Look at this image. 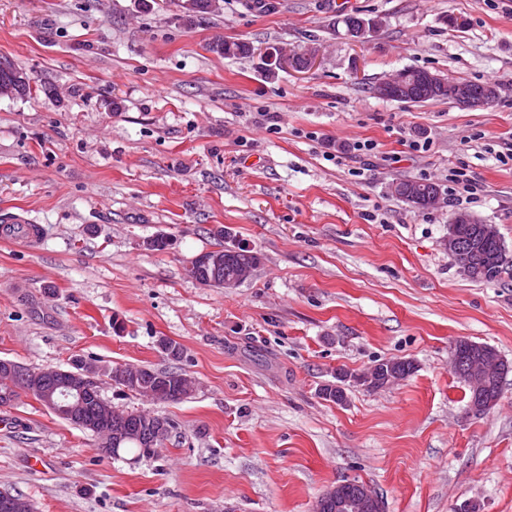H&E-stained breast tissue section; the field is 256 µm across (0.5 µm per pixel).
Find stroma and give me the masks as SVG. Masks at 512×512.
Segmentation results:
<instances>
[{"label":"stroma","mask_w":512,"mask_h":512,"mask_svg":"<svg viewBox=\"0 0 512 512\" xmlns=\"http://www.w3.org/2000/svg\"><path fill=\"white\" fill-rule=\"evenodd\" d=\"M380 20L368 40L334 16ZM318 47L320 65L265 78L215 38ZM0 57L34 88L0 97V219L25 214L37 241L0 238V360L168 367L183 348L198 387L153 403L101 394L176 429L138 462L23 394L0 406V491L34 512H312L358 480L385 512H512V372L476 416L450 358L456 340L512 364V272L458 271L443 246L454 214L496 225L512 250V0H224L194 23L174 0H0ZM491 84L492 105L407 103L374 86L406 69ZM377 143L375 154L351 151ZM339 152L340 162L325 160ZM465 166L473 199L449 194ZM423 180L436 205L393 183ZM166 235V249L146 242ZM244 247L260 263L234 288L186 270ZM407 359L393 386L318 395L337 368Z\"/></svg>","instance_id":"1"}]
</instances>
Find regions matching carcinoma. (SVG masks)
I'll return each mask as SVG.
<instances>
[{"instance_id":"obj_1","label":"carcinoma","mask_w":512,"mask_h":512,"mask_svg":"<svg viewBox=\"0 0 512 512\" xmlns=\"http://www.w3.org/2000/svg\"><path fill=\"white\" fill-rule=\"evenodd\" d=\"M211 51L225 58H243L251 57L255 54V47L248 42L239 40H224L214 43ZM407 75L406 86L403 89H397L392 99L395 101H405L414 103H423L427 101L444 100L448 98V92L431 94L421 84V75L423 71L417 69L405 70ZM0 82L9 83L13 89V95L23 97L30 92V79L28 74L17 67L7 58L0 59ZM412 188L418 193L421 201L439 192V186L422 180H402L392 187V192L397 197L404 195V190ZM448 233H453L457 237L458 244L465 254L473 252L474 248H479L478 261L474 265L475 276L472 280L477 282H495L502 278V275L512 269V255L506 250L503 241L479 237L478 227L475 224H448ZM259 264V257L256 253L248 249L238 251L228 250L224 254V267L220 272H214L213 268L205 265L201 257H196L191 266L187 269V275L205 286L222 287L224 280L236 278L244 273L252 272ZM487 348L484 343H478L468 339H459L454 343L452 352L462 357L469 358ZM87 378L85 384L87 400L82 408V416L91 418L95 414L96 398L95 391L92 390L94 375L98 373V368L92 364H84ZM415 370L413 362L404 359H380L366 372L357 376L345 368L336 370L334 380L323 385L319 389V394L323 399L336 404H343L347 401L346 378L352 377L353 384L362 386L366 390H375L383 388L390 381H400L409 377ZM124 372L131 374L137 373V383L130 386L121 383V387L138 395L148 397L152 400L159 399L163 402H177L189 395V378L177 366H170L164 369H157L150 366L137 367L135 369L126 366ZM503 379L491 378L484 388L480 391L469 390V409L474 415H482L489 410L486 403L489 399L501 395ZM26 393L33 397L37 393L32 386L8 373L7 369L0 367V405H8L15 401L20 393ZM169 426L163 436L156 440L151 427L147 426L146 414L141 411H116L112 416V456L116 457L124 452L133 453V459H138L143 455L144 450L149 444L154 447H160L165 441L169 440L172 429L175 425L171 419H166Z\"/></svg>"}]
</instances>
